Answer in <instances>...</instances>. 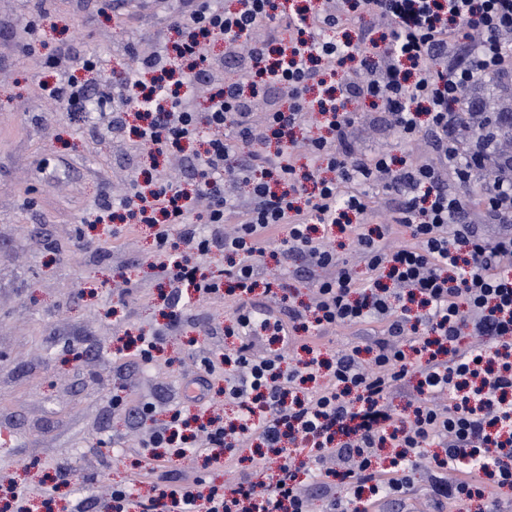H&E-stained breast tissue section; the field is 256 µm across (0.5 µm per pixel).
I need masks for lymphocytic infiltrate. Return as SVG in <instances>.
<instances>
[{
    "label": "lymphocytic infiltrate",
    "instance_id": "1",
    "mask_svg": "<svg viewBox=\"0 0 512 512\" xmlns=\"http://www.w3.org/2000/svg\"><path fill=\"white\" fill-rule=\"evenodd\" d=\"M180 12L157 32L161 49L137 58L135 76L116 85L94 77L96 62L69 48L52 64L60 73L90 72L88 80L44 88L46 99L74 110L103 99L112 102V123L140 115L136 144L157 155L179 152L204 138L191 187L155 179L134 185L118 207L135 224L154 229L159 276L166 282L171 323L192 296L235 294L238 305L227 335L237 343L224 356L225 402L238 408L236 422L221 412L200 422L191 407L211 390L215 363L201 358L191 379L192 395L154 426L141 448H160L173 434L193 427L207 438V461L236 456L244 439L259 437L280 448L301 440L307 474L328 458L348 461L337 472L345 496L323 512H370L376 498H404L411 474L430 469L426 493L470 512H500L498 491L512 489V154L500 155L484 180L480 151L460 150L454 128L469 124L484 133L487 121L465 109V90L478 78L498 82L512 58L500 42L512 30V0H341L338 11L317 4L282 9L276 0H179ZM372 17L358 40L333 35L345 19ZM180 35L170 42L169 31ZM223 39L235 53L242 78L212 90L205 110L168 81L193 87L223 66L211 45ZM277 88L287 108L252 120L253 103ZM362 100L391 113L404 141L435 135L436 159L411 163L383 151L362 157L348 146L357 115L349 103ZM317 109L324 135L297 137L303 112ZM250 162L242 164V148ZM303 148L313 166H296ZM453 174L447 186L445 174ZM247 186L246 201L225 196V180ZM381 183L401 196L393 222L405 232L394 245L372 228L378 215L366 188ZM236 219L234 235L222 232ZM349 231L366 269L358 275L335 250L317 243L314 225ZM503 226L487 238L481 227ZM286 237H279L280 228ZM281 256L307 255L322 274L308 310L289 306L287 318L263 322L273 348L255 356L250 296L258 285L270 244ZM223 253L224 271L204 275L199 259ZM383 324L382 337L324 358L319 340L339 326ZM301 334L307 359L285 368L289 331ZM476 336L465 344L466 335ZM413 384L407 413L395 411L394 389ZM298 470L283 460L268 487L243 480L213 484L200 476L161 480L137 503L140 512H311L298 491Z\"/></svg>",
    "mask_w": 512,
    "mask_h": 512
}]
</instances>
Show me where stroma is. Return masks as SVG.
<instances>
[{
    "mask_svg": "<svg viewBox=\"0 0 512 512\" xmlns=\"http://www.w3.org/2000/svg\"><path fill=\"white\" fill-rule=\"evenodd\" d=\"M100 4L50 0L40 52L24 56L12 45L26 34L30 4L0 0V429L10 435L0 445V480L11 479L22 492L10 512H73L78 500L109 497L114 484L128 481L145 430L113 410V394L133 405L154 403V423L167 420L200 358L221 360L237 307L228 295L192 299L180 326L167 331L166 287L150 265L153 231L144 224L124 231L113 206L144 171L192 183L196 146L152 164L124 149L129 129L108 131L97 105L74 112L41 96V83L59 81L50 65L59 45L94 53L106 79L129 77L128 42L143 55L157 51L165 13L135 8L120 24ZM354 110L357 151L434 157L429 134L406 142L386 113L365 102ZM307 268V257L293 254L284 264L269 261L260 277L287 278L296 302L307 306ZM162 330L167 346L151 363L132 350L114 357L120 338ZM165 465L221 484L244 474L268 481L278 461L251 441L230 469L205 466L191 453ZM60 469L71 481L57 488L52 478Z\"/></svg>",
    "mask_w": 512,
    "mask_h": 512,
    "instance_id": "1",
    "label": "stroma"
}]
</instances>
